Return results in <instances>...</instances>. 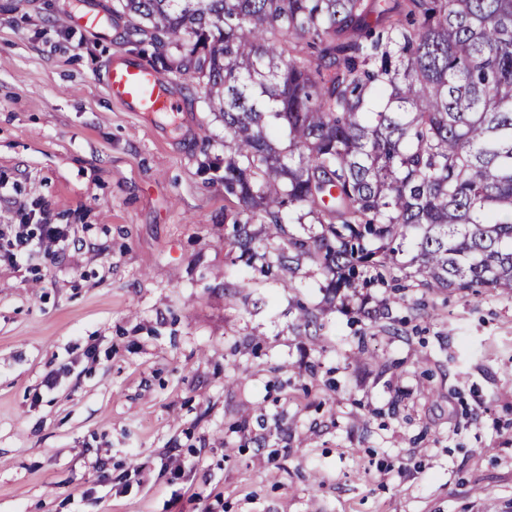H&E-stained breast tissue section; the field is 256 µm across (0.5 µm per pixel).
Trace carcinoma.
Here are the masks:
<instances>
[{"label":"carcinoma","instance_id":"1","mask_svg":"<svg viewBox=\"0 0 512 512\" xmlns=\"http://www.w3.org/2000/svg\"><path fill=\"white\" fill-rule=\"evenodd\" d=\"M224 122L225 245L332 299L413 253L418 286L512 295V0H112ZM309 209L319 232L290 231ZM263 226L256 243L248 226Z\"/></svg>","mask_w":512,"mask_h":512}]
</instances>
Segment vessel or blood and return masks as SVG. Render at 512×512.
Returning <instances> with one entry per match:
<instances>
[{
    "label": "vessel or blood",
    "instance_id": "b4317fda",
    "mask_svg": "<svg viewBox=\"0 0 512 512\" xmlns=\"http://www.w3.org/2000/svg\"><path fill=\"white\" fill-rule=\"evenodd\" d=\"M73 22L93 34L106 33L111 27L109 17L93 6L74 16ZM104 84L111 98L134 112H175L180 108L179 101L163 88L158 74L137 59L112 63L105 72Z\"/></svg>",
    "mask_w": 512,
    "mask_h": 512
}]
</instances>
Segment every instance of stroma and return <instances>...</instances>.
Returning a JSON list of instances; mask_svg holds the SVG:
<instances>
[{"mask_svg":"<svg viewBox=\"0 0 512 512\" xmlns=\"http://www.w3.org/2000/svg\"><path fill=\"white\" fill-rule=\"evenodd\" d=\"M90 3L0 0V225L76 240L0 264V512H512V297L408 278L343 310L308 259L241 289L202 82L113 102L106 62L154 47L70 24Z\"/></svg>","mask_w":512,"mask_h":512,"instance_id":"obj_1","label":"stroma"}]
</instances>
